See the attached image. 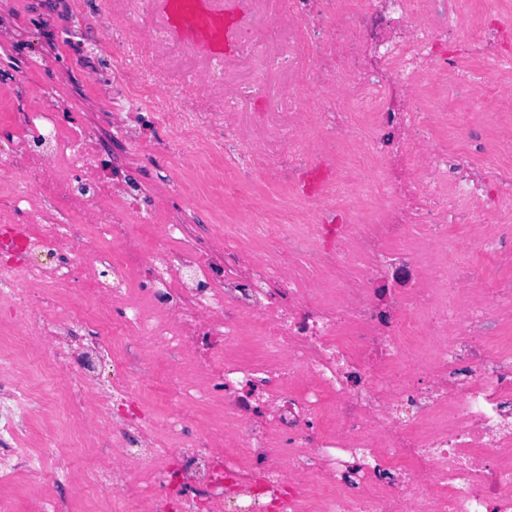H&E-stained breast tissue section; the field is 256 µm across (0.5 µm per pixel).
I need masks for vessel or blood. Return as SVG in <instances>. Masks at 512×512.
I'll return each instance as SVG.
<instances>
[{
	"label": "vessel or blood",
	"mask_w": 512,
	"mask_h": 512,
	"mask_svg": "<svg viewBox=\"0 0 512 512\" xmlns=\"http://www.w3.org/2000/svg\"><path fill=\"white\" fill-rule=\"evenodd\" d=\"M167 34L202 52L208 59L224 57V42L233 35L224 23L219 0H157Z\"/></svg>",
	"instance_id": "obj_1"
}]
</instances>
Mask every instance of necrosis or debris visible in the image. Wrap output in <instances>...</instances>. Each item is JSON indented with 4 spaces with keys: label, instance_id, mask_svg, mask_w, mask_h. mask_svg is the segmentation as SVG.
<instances>
[{
    "label": "necrosis or debris",
    "instance_id": "necrosis-or-debris-1",
    "mask_svg": "<svg viewBox=\"0 0 512 512\" xmlns=\"http://www.w3.org/2000/svg\"><path fill=\"white\" fill-rule=\"evenodd\" d=\"M506 0H287L278 18L299 57L288 145L275 158L224 136V193L257 223L202 238L187 221L200 153L158 200L119 178L101 127L140 163L154 151L125 105L97 125L64 97L18 96L0 139V223L29 229L0 254V480L53 483L58 441L18 448L52 407L92 448L141 449V472L90 461L79 498L95 512H512V28ZM485 45L460 40L466 29ZM484 67L466 75L463 59ZM153 121L176 150L191 115L151 68ZM483 94L496 127L448 106ZM339 161L316 199L289 197L270 219L248 189ZM346 218L336 241L327 218ZM464 237L449 245L448 230ZM414 287L379 295L389 274ZM479 287H472V280ZM94 333L78 336L77 325ZM162 354L160 384L148 361ZM112 364L98 387L97 361ZM469 377L456 381L460 368Z\"/></svg>",
    "mask_w": 512,
    "mask_h": 512
}]
</instances>
